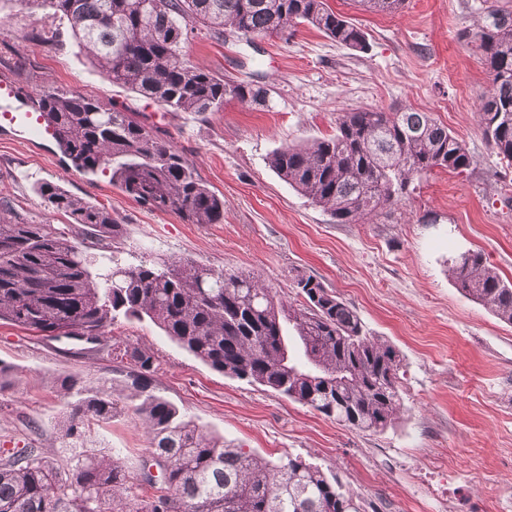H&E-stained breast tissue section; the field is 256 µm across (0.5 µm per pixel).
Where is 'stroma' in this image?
Here are the masks:
<instances>
[{"label":"stroma","mask_w":512,"mask_h":512,"mask_svg":"<svg viewBox=\"0 0 512 512\" xmlns=\"http://www.w3.org/2000/svg\"><path fill=\"white\" fill-rule=\"evenodd\" d=\"M327 4L365 32V50L309 26L222 41L195 28L188 53L196 66L267 91L265 106L231 100L197 115L113 86L65 23L0 0V74L22 99L50 87L74 91L158 126L223 197L224 221L189 224L152 210L113 187L109 174L76 171L53 138L29 141L1 121L0 200L21 204L34 220L65 223L34 191L48 180L104 205L122 226L114 260L125 266L192 259L252 273L286 301L296 275L316 276L403 358L402 412L382 433L348 429L217 373L149 322L121 321L106 334L148 348L161 394L204 432L266 458L290 453L333 470L378 512H512V325L462 294L449 272L453 257L475 250L512 280V167L501 164L478 126L490 78L481 53L459 37L489 7L512 11V0H405L392 14L367 11L357 0ZM48 31L59 32L60 43H43ZM361 107L432 114L465 145L469 170L414 177L398 206L366 223L334 222L268 160L283 145L333 135L337 115ZM0 361L15 380L0 392V448L36 437L57 454L55 424L68 402L63 378L126 393V375L107 352L73 339L0 323ZM97 438L131 463L148 447L144 424L129 413Z\"/></svg>","instance_id":"1"}]
</instances>
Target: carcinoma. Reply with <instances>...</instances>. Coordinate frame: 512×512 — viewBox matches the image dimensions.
Segmentation results:
<instances>
[{"label": "carcinoma", "instance_id": "carcinoma-1", "mask_svg": "<svg viewBox=\"0 0 512 512\" xmlns=\"http://www.w3.org/2000/svg\"><path fill=\"white\" fill-rule=\"evenodd\" d=\"M66 20L75 42L110 83L171 112H217L236 100L265 103L266 91L226 80L190 61L188 30L252 38L311 26L349 49L365 33L326 0H17ZM404 0H360L394 13ZM484 57L490 88L477 119L492 149L512 164V11L492 7L465 32ZM78 172L110 174L112 185L190 224L224 223V198L154 126L76 92L42 91L33 101ZM276 174L338 224H358L397 204L414 175L460 174L464 144L426 112L366 108L336 118V134L310 146L284 145ZM36 194L52 211L115 240L120 225L104 207L44 181ZM457 288L512 324V281L479 251L452 261ZM285 303L250 274L191 260L106 265L74 243L65 224H41L0 201V322L54 338L103 336L120 319L151 322L180 349L226 377L262 386L346 427L381 433L401 405L402 359L368 335L356 311L312 275L294 278ZM128 365L127 402L78 379L65 384L68 411L57 424L63 453L32 442L0 448V512H365L341 477L300 456L266 459L204 433L161 395L154 356L112 344ZM129 411L147 427L135 466L93 444L99 429ZM156 468L154 476L150 468Z\"/></svg>", "mask_w": 512, "mask_h": 512}]
</instances>
